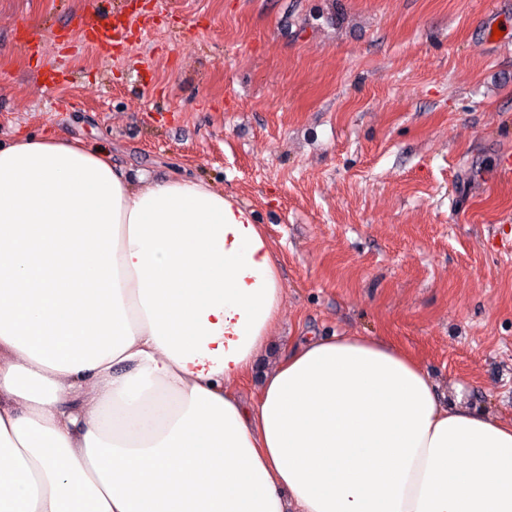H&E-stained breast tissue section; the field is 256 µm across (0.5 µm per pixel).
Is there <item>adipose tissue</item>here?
<instances>
[{
  "mask_svg": "<svg viewBox=\"0 0 512 512\" xmlns=\"http://www.w3.org/2000/svg\"><path fill=\"white\" fill-rule=\"evenodd\" d=\"M283 303L223 190L0 147V512H512V420L384 339L309 338L244 407Z\"/></svg>",
  "mask_w": 512,
  "mask_h": 512,
  "instance_id": "ef3b65f1",
  "label": "adipose tissue"
}]
</instances>
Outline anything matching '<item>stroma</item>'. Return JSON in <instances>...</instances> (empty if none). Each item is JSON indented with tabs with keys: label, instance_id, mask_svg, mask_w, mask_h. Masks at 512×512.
I'll list each match as a JSON object with an SVG mask.
<instances>
[{
	"label": "stroma",
	"instance_id": "1",
	"mask_svg": "<svg viewBox=\"0 0 512 512\" xmlns=\"http://www.w3.org/2000/svg\"><path fill=\"white\" fill-rule=\"evenodd\" d=\"M0 0V146L79 140L131 178L201 179L251 210L285 302L236 391L304 336L412 355L445 401L512 419V0ZM504 42L487 40L488 25ZM132 23L127 27L113 25L102 15H96L91 24V45L102 55H109L113 45L125 42L131 33Z\"/></svg>",
	"mask_w": 512,
	"mask_h": 512
}]
</instances>
